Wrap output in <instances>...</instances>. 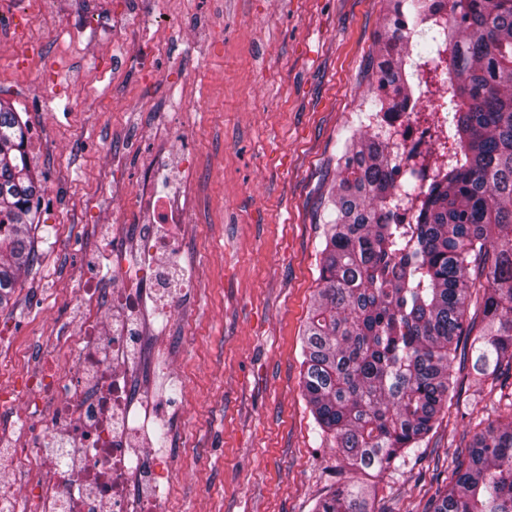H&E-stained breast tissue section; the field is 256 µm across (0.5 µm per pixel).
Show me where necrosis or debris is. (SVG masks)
I'll list each match as a JSON object with an SVG mask.
<instances>
[{"label": "necrosis or debris", "instance_id": "4bbe7bcc", "mask_svg": "<svg viewBox=\"0 0 512 512\" xmlns=\"http://www.w3.org/2000/svg\"><path fill=\"white\" fill-rule=\"evenodd\" d=\"M385 123L399 173L416 172L434 148L432 128L404 112L389 114ZM138 202L152 212L154 226L138 231L130 246H113L101 265L114 282L111 295L84 286L75 297L83 316L79 331L57 338L71 376H55L49 387L42 377L30 378L15 407L18 429L37 423L41 430L0 451V512H159L168 495L169 449L141 443L161 413L137 379L142 367L169 372L173 361L143 304L152 298L167 313L170 300L197 282L185 276L169 232L167 192L143 186ZM49 395L56 407L47 416ZM18 459L38 472V486L21 487L13 467Z\"/></svg>", "mask_w": 512, "mask_h": 512}]
</instances>
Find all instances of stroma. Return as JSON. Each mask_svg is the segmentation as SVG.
<instances>
[{
	"label": "stroma",
	"instance_id": "1",
	"mask_svg": "<svg viewBox=\"0 0 512 512\" xmlns=\"http://www.w3.org/2000/svg\"><path fill=\"white\" fill-rule=\"evenodd\" d=\"M0 0L12 35L44 53L0 46V101L29 129L43 185L37 261L0 309V353L22 387L64 326L72 300L110 278L86 263L127 242L145 171L189 200L176 226L200 282L175 298L164 344L179 372L148 386L171 418L154 430L173 474L161 512H313L346 477L300 384L302 335L319 286L322 226L345 140L365 130L370 54L392 0H171L142 42L164 43L156 77L114 66L128 0ZM145 133L136 147L128 138ZM459 400L425 451L369 477L373 512H429L480 421L504 419L499 389L457 368Z\"/></svg>",
	"mask_w": 512,
	"mask_h": 512
}]
</instances>
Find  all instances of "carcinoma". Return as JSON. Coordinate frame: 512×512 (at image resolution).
<instances>
[{"label":"carcinoma","mask_w":512,"mask_h":512,"mask_svg":"<svg viewBox=\"0 0 512 512\" xmlns=\"http://www.w3.org/2000/svg\"><path fill=\"white\" fill-rule=\"evenodd\" d=\"M373 133L345 143L323 227L308 314L303 395L349 476L313 512H370L361 476L428 441L457 393L461 339L478 259L488 269L473 371L512 378V0H396L375 42ZM410 111L434 130L428 183L396 190L378 129ZM28 128L0 101V307L36 262L39 179ZM432 512H512V420L475 433Z\"/></svg>","instance_id":"1"}]
</instances>
